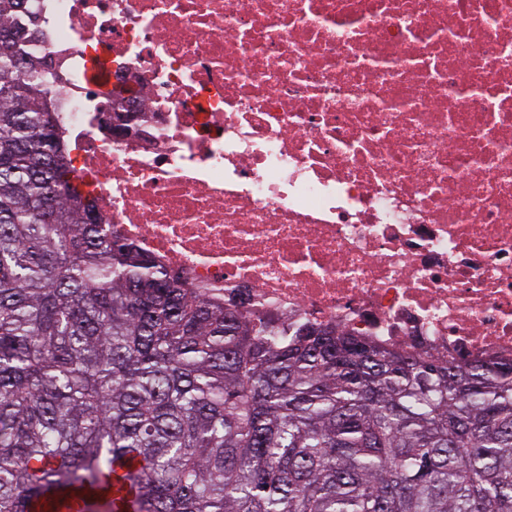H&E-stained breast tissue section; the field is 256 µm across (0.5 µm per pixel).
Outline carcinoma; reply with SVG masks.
Instances as JSON below:
<instances>
[{"instance_id": "cac0c4a2", "label": "carcinoma", "mask_w": 512, "mask_h": 512, "mask_svg": "<svg viewBox=\"0 0 512 512\" xmlns=\"http://www.w3.org/2000/svg\"><path fill=\"white\" fill-rule=\"evenodd\" d=\"M35 2L0 0V512L100 485L133 512H512V362L279 338L112 235L14 48Z\"/></svg>"}]
</instances>
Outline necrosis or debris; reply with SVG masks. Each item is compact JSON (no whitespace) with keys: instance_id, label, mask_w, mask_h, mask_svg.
Masks as SVG:
<instances>
[{"instance_id":"obj_1","label":"necrosis or debris","mask_w":512,"mask_h":512,"mask_svg":"<svg viewBox=\"0 0 512 512\" xmlns=\"http://www.w3.org/2000/svg\"><path fill=\"white\" fill-rule=\"evenodd\" d=\"M37 9L89 202L191 298L512 358V0ZM98 53L111 85L84 79ZM129 84L135 111H113Z\"/></svg>"}]
</instances>
